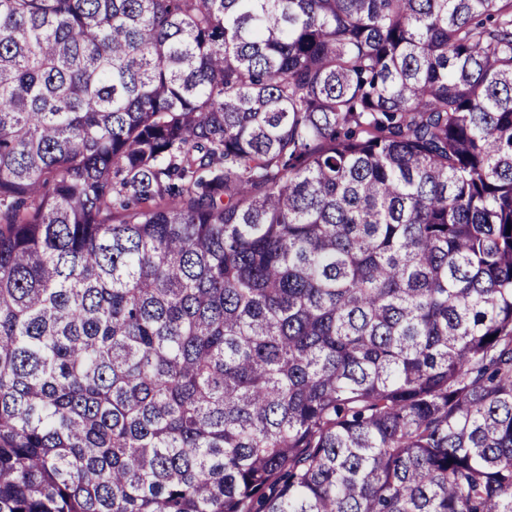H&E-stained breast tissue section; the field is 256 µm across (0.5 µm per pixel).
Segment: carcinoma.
<instances>
[{"instance_id":"1","label":"carcinoma","mask_w":512,"mask_h":512,"mask_svg":"<svg viewBox=\"0 0 512 512\" xmlns=\"http://www.w3.org/2000/svg\"><path fill=\"white\" fill-rule=\"evenodd\" d=\"M509 223L512 0H0V512H512Z\"/></svg>"}]
</instances>
